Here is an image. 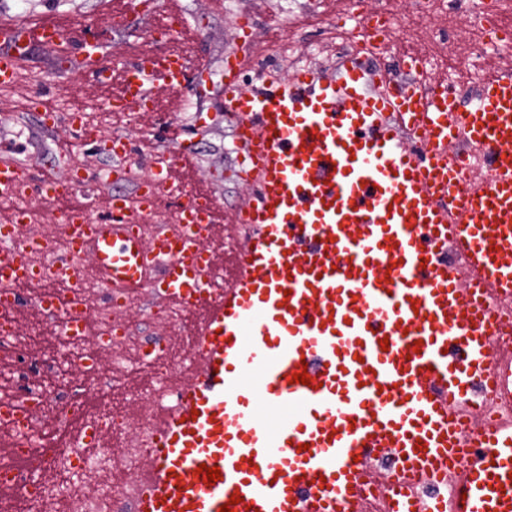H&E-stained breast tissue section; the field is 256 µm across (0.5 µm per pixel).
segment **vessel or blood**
<instances>
[{"mask_svg": "<svg viewBox=\"0 0 512 512\" xmlns=\"http://www.w3.org/2000/svg\"><path fill=\"white\" fill-rule=\"evenodd\" d=\"M63 41L85 53L91 29L0 22V38ZM224 59V110L252 197L228 210L238 229L215 262L217 202L178 177L192 155L155 153L150 190L112 192L106 216H67L73 246L50 275L76 280L84 258L106 302L158 299L197 317L186 377L156 391L135 440L149 463L129 512H512V344L491 347L492 310H512V74L485 72L462 102L444 77L421 82L342 54L335 73L297 68L248 88ZM117 101L156 106L192 78L158 48L120 69ZM464 144L463 164L448 148ZM481 167L479 184L462 169ZM82 177L31 176L0 150V198L19 186L52 198ZM173 229L146 233L161 194ZM0 227V307L35 280ZM470 271L461 282L459 264ZM388 347H381V339ZM307 372L309 384L293 376ZM219 467L209 481L200 466Z\"/></svg>", "mask_w": 512, "mask_h": 512, "instance_id": "1", "label": "vessel or blood"}]
</instances>
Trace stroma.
Masks as SVG:
<instances>
[{
  "label": "stroma",
  "instance_id": "obj_1",
  "mask_svg": "<svg viewBox=\"0 0 512 512\" xmlns=\"http://www.w3.org/2000/svg\"><path fill=\"white\" fill-rule=\"evenodd\" d=\"M345 8L344 0H297L291 9L285 0H233L228 10L214 5L212 0H180L177 10L183 28L195 36L186 55L187 64L193 70L207 69L209 83L203 86L186 83L180 92L183 106L179 111L158 112L132 127L113 122L108 116L96 118L99 142L116 134L129 133L136 137L141 131L152 129L156 132L157 150L166 151L173 142L159 135V128L181 123L178 142L193 152L198 179L215 192L223 208L247 203L250 189L237 175L236 155L231 150L233 132L225 119V55L238 51L246 56L249 65L245 84L249 87L288 75L301 66L320 67L354 45L331 21L332 13ZM111 14L110 0H0V15L29 25L73 20L98 27L101 54L118 67L147 49L149 31L160 22L161 15L142 5L141 0H127L124 16L118 22H111ZM236 14L253 18L256 23L254 38L244 47L234 32L232 17ZM477 37V32L460 15L434 0L428 25L410 26L399 37L382 41L376 56L380 63L386 64L401 49L410 48L421 54L434 72L443 73L449 63L470 58ZM40 77L47 85L44 110L88 111L102 100L98 85L91 80L80 56L72 53L62 59L53 50L32 44L22 60L17 82L12 87L0 88V127L6 130L0 142L17 145L36 175L48 170L62 172L70 157L93 174L114 168L111 155L99 143L89 145L63 125L42 129L38 113L18 108V101L31 100ZM60 140L71 142L70 157L56 153L55 144ZM120 317L139 338L167 337L176 354L187 345L193 328L189 320L179 326L155 320L138 305L122 311ZM99 371L112 378L111 390L100 394L99 402L113 406L128 421H137L142 408L133 395L152 385L151 368L142 364L134 373L114 374L104 361Z\"/></svg>",
  "mask_w": 512,
  "mask_h": 512
}]
</instances>
